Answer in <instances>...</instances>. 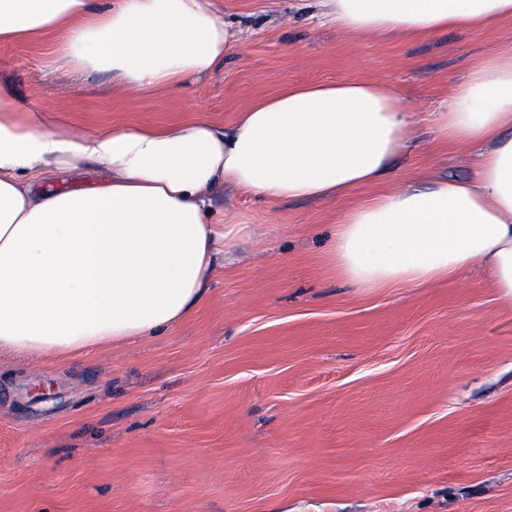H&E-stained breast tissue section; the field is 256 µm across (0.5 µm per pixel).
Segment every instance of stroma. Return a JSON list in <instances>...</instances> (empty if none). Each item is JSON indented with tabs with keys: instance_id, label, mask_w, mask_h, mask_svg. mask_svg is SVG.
<instances>
[{
	"instance_id": "35a3bbf8",
	"label": "stroma",
	"mask_w": 512,
	"mask_h": 512,
	"mask_svg": "<svg viewBox=\"0 0 512 512\" xmlns=\"http://www.w3.org/2000/svg\"><path fill=\"white\" fill-rule=\"evenodd\" d=\"M243 31L167 93L0 43V76L53 124L102 131L201 117L230 125L291 83L365 78L439 111L474 61L512 51V20L399 43L348 37L316 0H214ZM469 145H418L390 178L463 179ZM262 234L160 335L97 355L0 360V512H512V310L480 270L371 289L334 275L341 198L235 193Z\"/></svg>"
}]
</instances>
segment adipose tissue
<instances>
[{
  "label": "adipose tissue",
  "mask_w": 512,
  "mask_h": 512,
  "mask_svg": "<svg viewBox=\"0 0 512 512\" xmlns=\"http://www.w3.org/2000/svg\"><path fill=\"white\" fill-rule=\"evenodd\" d=\"M347 36L386 41L512 20V0H322ZM50 40L57 63L108 72L123 93L165 90L222 63L236 30L211 0H0V43ZM476 154L463 181L393 184L416 116L371 80L290 84L232 124L205 119L49 127L0 79V354L87 357L158 335L207 296L220 257L253 237L221 188L271 201L352 197L327 238L332 271L365 288L482 269L512 306V52L484 58L433 113ZM94 163L81 190L43 179Z\"/></svg>",
  "instance_id": "ef3b65f1"
}]
</instances>
